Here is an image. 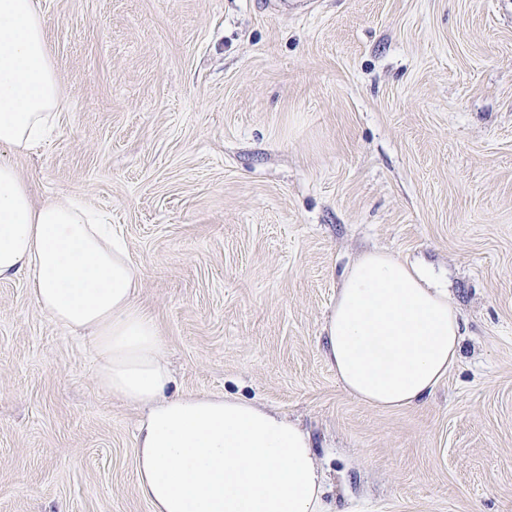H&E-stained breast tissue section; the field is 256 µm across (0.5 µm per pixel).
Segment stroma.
I'll use <instances>...</instances> for the list:
<instances>
[{"label": "stroma", "instance_id": "obj_1", "mask_svg": "<svg viewBox=\"0 0 512 512\" xmlns=\"http://www.w3.org/2000/svg\"><path fill=\"white\" fill-rule=\"evenodd\" d=\"M277 2L35 0L62 103L17 173L109 216L177 389L298 420L332 512H512V0ZM368 250L434 268L460 314L413 408L324 359ZM139 417L0 281V512H151Z\"/></svg>", "mask_w": 512, "mask_h": 512}]
</instances>
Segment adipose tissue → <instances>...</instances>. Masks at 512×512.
<instances>
[{"mask_svg": "<svg viewBox=\"0 0 512 512\" xmlns=\"http://www.w3.org/2000/svg\"><path fill=\"white\" fill-rule=\"evenodd\" d=\"M58 106L42 13L34 0H0V147L36 146ZM19 275L44 313L85 330L97 384L142 409L136 490L152 512H330L309 434L235 396L171 393L124 245L85 205L34 203L0 158V280ZM324 332L344 388L387 409L423 402L461 349L459 314L433 272L378 250L343 274Z\"/></svg>", "mask_w": 512, "mask_h": 512, "instance_id": "1", "label": "adipose tissue"}]
</instances>
